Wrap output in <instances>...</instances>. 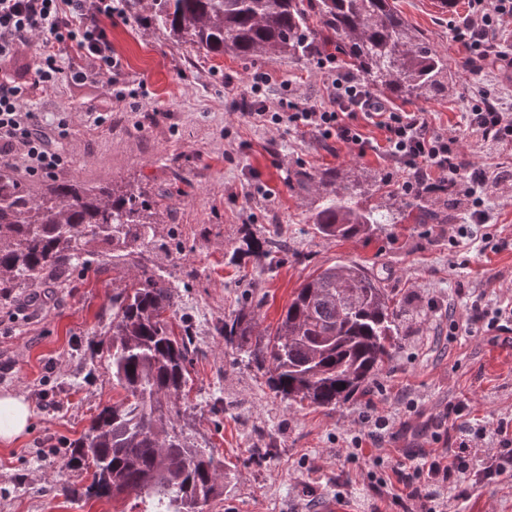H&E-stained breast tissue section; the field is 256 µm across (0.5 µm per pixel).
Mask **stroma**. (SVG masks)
Returning <instances> with one entry per match:
<instances>
[{"instance_id": "35a3bbf8", "label": "stroma", "mask_w": 512, "mask_h": 512, "mask_svg": "<svg viewBox=\"0 0 512 512\" xmlns=\"http://www.w3.org/2000/svg\"><path fill=\"white\" fill-rule=\"evenodd\" d=\"M412 28L422 32L456 71L444 96L393 101L401 112L426 113L439 131L461 136L468 158L492 171L512 166V147L486 148L464 139L465 114L479 94L512 113V62L492 59L481 73L464 64L451 24L467 11H442L436 0H394ZM112 47L123 62L119 84H140L137 98L118 101L107 78L61 82L32 102L43 121L57 113L70 120L62 142L61 177L88 185L138 186L167 207L173 237L159 238L143 255L164 274L180 278L174 329L191 322L197 350L193 384L178 402L186 430L224 462L221 494L200 512H396L403 492L397 469L413 454L445 455L457 442L449 403L468 400L480 424L512 417V321L505 328L467 334L472 295L512 303V249H498L499 233L512 232V198L492 197L487 225L471 224L446 200L423 199L425 208L448 210L447 223L401 220L366 239L321 237L311 215L319 192L298 189L297 172L334 171L358 185L361 201L400 213L397 185H384L389 164L381 153L359 156L337 144L326 148L308 133L282 135L271 125L240 118L235 104L248 90L255 63L214 58L169 42L136 22L112 20ZM265 90L267 106L290 94L316 104L327 77L312 59L275 57ZM110 121L94 124L98 113ZM470 224L459 247L448 227ZM281 227L284 252L260 259L241 256L243 238ZM353 261L373 270L396 294L405 315L400 347L376 377L369 398H353L328 411L276 396L243 351L226 346L225 319L244 312L259 334L274 332L296 288L317 269ZM131 274L93 248L88 264L66 274L48 271L37 287L0 290V392L31 400L28 432L0 444V512H143L140 499L74 501L60 488L79 481L66 465L100 405L119 400L108 376L102 343L112 313V293ZM258 283L255 295L244 285ZM388 417L382 446L364 442L347 459L349 441L364 432L366 407ZM447 512H512V484H485L466 495L449 492Z\"/></svg>"}]
</instances>
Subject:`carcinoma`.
Segmentation results:
<instances>
[{
	"instance_id": "carcinoma-1",
	"label": "carcinoma",
	"mask_w": 512,
	"mask_h": 512,
	"mask_svg": "<svg viewBox=\"0 0 512 512\" xmlns=\"http://www.w3.org/2000/svg\"><path fill=\"white\" fill-rule=\"evenodd\" d=\"M127 10L175 44L208 56L231 54L264 63L278 55L308 58L329 42L365 79L404 102L441 95L455 74L393 0H125ZM332 189L312 214L328 238H367L391 217L355 200L357 192L328 174H300L298 186ZM426 224L439 212L402 201ZM160 205L134 188L45 182L34 190L0 164V288H32L46 271L80 265L89 243L136 268L112 294V334L106 354L118 403L101 405L70 446L67 466L88 483H67L73 500L135 495L145 512H196L221 492V461L195 444L180 424L177 401L190 381L192 339L171 325L178 282L142 261L138 249L160 233ZM402 306L377 275L357 263L317 270L293 294L273 337L253 335L252 319L224 321V343L247 348L248 361L291 403L328 410L370 394L393 359Z\"/></svg>"
}]
</instances>
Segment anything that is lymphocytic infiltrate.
Returning <instances> with one entry per match:
<instances>
[{
    "label": "lymphocytic infiltrate",
    "mask_w": 512,
    "mask_h": 512,
    "mask_svg": "<svg viewBox=\"0 0 512 512\" xmlns=\"http://www.w3.org/2000/svg\"><path fill=\"white\" fill-rule=\"evenodd\" d=\"M125 14L124 0H0V159L15 162L23 177H52L65 166L57 144L68 134L66 117L43 123L31 109V101L52 93L64 78L81 83L118 74L122 62L112 49V19ZM511 17L512 0H468V10L453 30L472 72H481L496 54L493 38ZM25 46L33 50L31 77L22 81L12 65ZM337 60L336 52L327 47L313 55L314 63L327 75V104L283 99L273 112L258 107L255 100L270 85L272 75L254 71L252 95L238 104L241 117L286 130L304 129L320 141L354 146L362 156L384 151L402 173V195L429 198L452 193L456 202L466 203L472 221L485 223L484 203L503 192L504 180L469 162L457 139L435 130L425 113L389 108ZM364 118L380 130L381 141L363 132L360 121ZM465 129L480 144L511 145L512 113L481 98L468 113ZM449 412L455 417L459 453L417 457L411 472L399 476L407 493L395 496V504L410 500L416 503V512H437L461 478L475 484L512 479V425L499 419L473 426L464 401ZM477 440L496 445V452L471 455L469 448Z\"/></svg>",
    "instance_id": "1"
}]
</instances>
